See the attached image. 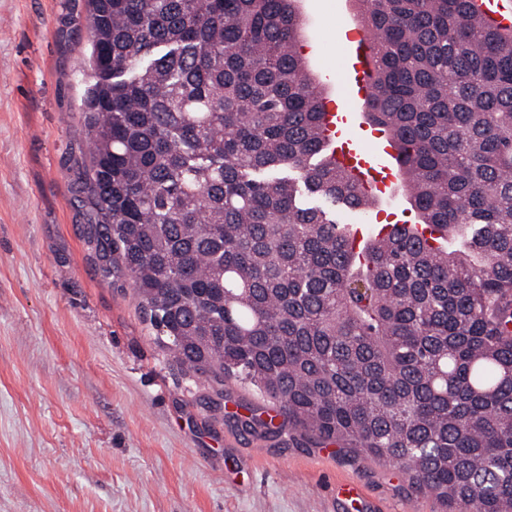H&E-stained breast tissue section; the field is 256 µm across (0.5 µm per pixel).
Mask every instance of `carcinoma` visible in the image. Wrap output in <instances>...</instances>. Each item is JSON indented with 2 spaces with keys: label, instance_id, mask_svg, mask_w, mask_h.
Wrapping results in <instances>:
<instances>
[{
  "label": "carcinoma",
  "instance_id": "cac0c4a2",
  "mask_svg": "<svg viewBox=\"0 0 512 512\" xmlns=\"http://www.w3.org/2000/svg\"><path fill=\"white\" fill-rule=\"evenodd\" d=\"M358 2L417 224L337 223L295 0H89L84 242L186 371L444 512H512V34L468 0Z\"/></svg>",
  "mask_w": 512,
  "mask_h": 512
}]
</instances>
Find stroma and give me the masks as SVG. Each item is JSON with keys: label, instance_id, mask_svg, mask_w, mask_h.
I'll return each mask as SVG.
<instances>
[{"label": "stroma", "instance_id": "stroma-1", "mask_svg": "<svg viewBox=\"0 0 512 512\" xmlns=\"http://www.w3.org/2000/svg\"><path fill=\"white\" fill-rule=\"evenodd\" d=\"M297 7L312 73L334 74L357 5ZM89 25L88 0H0V512H442L388 463L283 416L267 433L275 407L243 382L213 405L97 271L77 191Z\"/></svg>", "mask_w": 512, "mask_h": 512}]
</instances>
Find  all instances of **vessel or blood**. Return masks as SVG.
I'll use <instances>...</instances> for the list:
<instances>
[{"label":"vessel or blood","instance_id":"vessel-or-blood-1","mask_svg":"<svg viewBox=\"0 0 512 512\" xmlns=\"http://www.w3.org/2000/svg\"><path fill=\"white\" fill-rule=\"evenodd\" d=\"M475 9L483 20L501 28H512V0H474ZM350 66L337 71L336 89L325 102L324 135L330 158L346 171L362 195V202L349 206L347 220L354 242H361L367 230L368 214L373 202L392 192L400 174L388 162L395 155L392 140L383 132L370 133L368 146L362 147L347 138L352 128H363L359 104L370 91L372 55L370 42L363 29L347 32Z\"/></svg>","mask_w":512,"mask_h":512}]
</instances>
